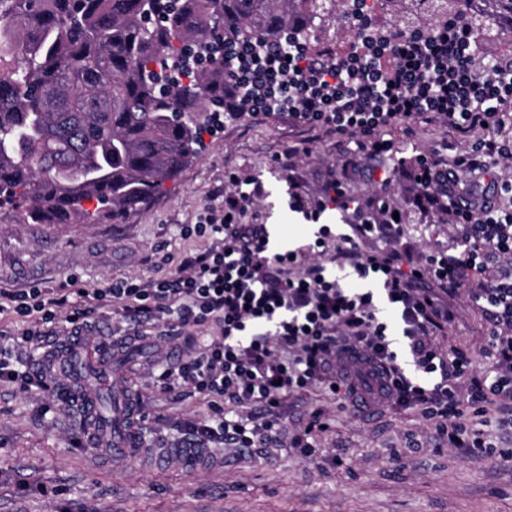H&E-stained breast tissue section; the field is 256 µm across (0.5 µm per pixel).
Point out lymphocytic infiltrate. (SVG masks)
<instances>
[{
	"label": "lymphocytic infiltrate",
	"instance_id": "obj_1",
	"mask_svg": "<svg viewBox=\"0 0 512 512\" xmlns=\"http://www.w3.org/2000/svg\"><path fill=\"white\" fill-rule=\"evenodd\" d=\"M340 19L355 40L336 56L252 41L225 57L224 112L204 133L244 113H285L306 132L336 135L347 161L394 157L379 184L407 176L416 209L459 224L451 242L406 267L395 247L398 220L367 213L333 232L321 221L326 210L359 208L334 178L317 203L297 191L289 198L292 211L317 225L314 242L273 253L267 226L243 220L245 202L262 193L252 178L225 193L221 209L183 227L205 248L155 251L150 276L88 289L73 274L54 288L0 292L1 386L49 392L48 376L30 371L24 354L56 336L94 331L107 308L113 335L179 339L178 356L155 360L148 375L161 391L185 390L210 403V414L183 424L190 447L249 450L285 441L311 457L329 424L317 410L284 438L288 400L313 390L344 400L378 379L389 406L418 412L449 447L512 459L483 432L492 424L512 436V177L501 172L512 165V60L481 56L459 15L431 30L381 28L368 0H343ZM421 119L443 123L448 139L424 153L397 152L387 131L413 136ZM452 138L467 140L468 151L447 157ZM360 237L388 246L364 254ZM340 269L363 287H345ZM460 291L488 321L483 369L467 350L439 342L453 319L442 297ZM387 309L396 323L384 317Z\"/></svg>",
	"mask_w": 512,
	"mask_h": 512
}]
</instances>
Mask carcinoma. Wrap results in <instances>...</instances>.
<instances>
[{
    "instance_id": "cac0c4a2",
    "label": "carcinoma",
    "mask_w": 512,
    "mask_h": 512,
    "mask_svg": "<svg viewBox=\"0 0 512 512\" xmlns=\"http://www.w3.org/2000/svg\"><path fill=\"white\" fill-rule=\"evenodd\" d=\"M314 6L336 0H0V206L33 224L137 210L224 111V62L173 87L165 66L216 41L284 45Z\"/></svg>"
}]
</instances>
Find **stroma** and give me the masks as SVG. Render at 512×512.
<instances>
[{"instance_id": "obj_1", "label": "stroma", "mask_w": 512, "mask_h": 512, "mask_svg": "<svg viewBox=\"0 0 512 512\" xmlns=\"http://www.w3.org/2000/svg\"><path fill=\"white\" fill-rule=\"evenodd\" d=\"M385 23L431 27L441 19L421 0H377ZM448 10L474 20L482 55L512 57V0H448ZM304 134L287 116H249L227 123L209 140L203 157L186 166L164 193L118 224H29L20 212L0 209V289L40 284L55 287L69 274L84 288L150 273L156 248L180 252L196 246L183 239L182 225L197 223L220 207L215 193L227 173L257 177L262 196L248 208L247 221L284 225L288 248L314 239L315 228L289 206V186L298 182L318 199L334 174L364 211L381 204L402 216L410 259H420L454 230L444 215L424 214L409 203L408 186L387 188L360 170H342L334 139L321 136L292 168L272 166L274 155L299 146ZM456 318L448 342L479 352L486 323L465 296L451 301ZM155 356L134 352L126 382L142 398L145 417L138 428L148 449L178 445L182 424L207 413L198 397L165 393L146 376ZM50 405L40 415L42 405ZM332 422L316 442L313 457L292 448L268 449L251 458L232 449L216 452L217 463L186 473L179 464L156 471L148 463L105 464L76 444L80 412L54 395L0 390V512H74L76 505H99L104 512H512V463L477 458L449 447L433 426L415 412L381 409L376 420L361 419L350 406L318 392L291 404L287 426H303L311 411ZM343 466H332V456ZM30 486L21 493L19 482Z\"/></svg>"}]
</instances>
